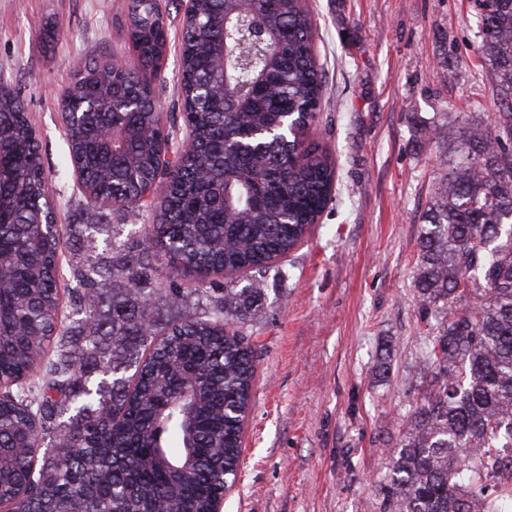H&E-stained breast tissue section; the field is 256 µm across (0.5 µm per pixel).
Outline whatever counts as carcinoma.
<instances>
[{
    "mask_svg": "<svg viewBox=\"0 0 512 512\" xmlns=\"http://www.w3.org/2000/svg\"><path fill=\"white\" fill-rule=\"evenodd\" d=\"M481 21L497 112H441L428 131L449 141L415 278L432 381L393 454L385 512L512 505L499 476L512 467V0H489ZM250 23L265 42L244 38ZM128 36L141 63L161 60L156 5L132 0ZM182 91L191 141L165 182L172 127L137 67L107 78L88 61L64 91L107 107L67 127L90 202L126 216L165 185L156 222L123 243L113 224L48 234L35 131L19 95L0 94V498L25 487L21 512H212L237 477L264 275L335 183L308 141L322 82L302 0H197ZM158 264L166 288L152 287ZM241 271L252 278L238 288Z\"/></svg>",
    "mask_w": 512,
    "mask_h": 512,
    "instance_id": "carcinoma-1",
    "label": "carcinoma"
}]
</instances>
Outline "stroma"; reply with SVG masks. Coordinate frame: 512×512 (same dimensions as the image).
Wrapping results in <instances>:
<instances>
[{
    "mask_svg": "<svg viewBox=\"0 0 512 512\" xmlns=\"http://www.w3.org/2000/svg\"><path fill=\"white\" fill-rule=\"evenodd\" d=\"M131 0H0V82L36 130L58 226L115 224L88 204L67 159L62 95L75 64L134 59ZM167 51L154 95L181 116L182 0H160ZM322 70L310 138L337 184L310 236L265 278L241 467L223 512H382L391 453L425 387L415 272L421 215L444 174L423 129L480 116L493 85L470 0H305ZM391 369L379 374L381 359Z\"/></svg>",
    "mask_w": 512,
    "mask_h": 512,
    "instance_id": "35a3bbf8",
    "label": "stroma"
}]
</instances>
